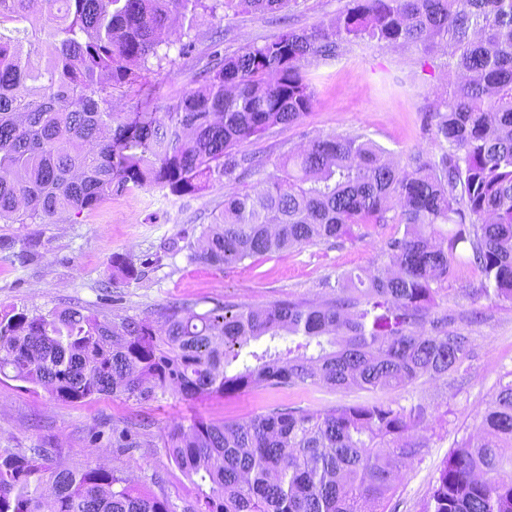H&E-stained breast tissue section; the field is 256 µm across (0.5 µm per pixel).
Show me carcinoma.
<instances>
[{
	"mask_svg": "<svg viewBox=\"0 0 512 512\" xmlns=\"http://www.w3.org/2000/svg\"><path fill=\"white\" fill-rule=\"evenodd\" d=\"M0 10V222L50 224L132 188L185 196L253 173L240 150L300 123L314 93L309 59L357 39L444 46L463 82L426 105L440 155L401 166L363 135H325L288 152L258 192L224 195L219 220L188 258L241 264L396 224L378 273L342 272L322 304L174 303L154 320L101 319L75 305L31 315L0 310V375L54 399L148 402L257 388H405L467 371L472 337L435 311L458 265L478 269L473 297L512 304V0H348L328 24L289 28L237 55L213 51L203 82L162 112L146 94L112 111L115 90H145L167 57L173 20L233 9L276 14L293 0H33ZM112 269L138 271L124 257ZM288 342L282 347V342ZM477 433L460 439L418 512H512V372ZM425 409L398 403L327 411L276 407L230 421L165 428L163 448L197 489L180 510L93 458L55 467L44 444L0 449V512H386L394 479L427 448Z\"/></svg>",
	"mask_w": 512,
	"mask_h": 512,
	"instance_id": "carcinoma-1",
	"label": "carcinoma"
}]
</instances>
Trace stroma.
I'll return each instance as SVG.
<instances>
[{"mask_svg": "<svg viewBox=\"0 0 512 512\" xmlns=\"http://www.w3.org/2000/svg\"><path fill=\"white\" fill-rule=\"evenodd\" d=\"M346 4L347 0H298L280 17L229 10L202 16L192 26L176 23L177 45L153 64L149 75L154 105L171 103L194 88L213 49L227 57L235 55L245 46L274 39L286 25L308 28L329 21ZM303 72L314 91L309 114L297 125L274 128L244 144V151L263 164L262 171L244 183H217L192 197L134 189L53 224L0 223V309L44 314L76 304L113 320L155 318L175 302L192 304L199 311L218 302L268 306L288 297L320 303L328 300V285L337 273L382 266L381 247L396 232L393 224L356 227L346 237L291 249L286 259L275 253L219 268L188 258L190 244L219 217L225 192L261 190L281 154L316 137L363 134L400 164L418 153L435 155L424 128L426 99L452 89L459 80L440 48L386 47L367 39L351 43L339 57L309 60ZM32 241L37 244L34 259L19 262L21 249ZM116 255L134 261L138 279L112 278ZM478 280L473 268L456 267L447 293L436 297L438 310L454 314L456 328L474 338L465 376L372 392L310 386L249 390L194 402L167 394L148 402L102 397L80 404L50 399L41 388L0 376V448L42 442L53 449L52 464L61 467L93 455L100 464L121 469L182 506L193 501L196 488L162 446L161 432L172 422L234 420L280 405L323 411L368 402L421 404L428 417L419 433L428 446L420 460L399 471L387 507V512H415L450 449L475 432L479 414L500 379L512 371V304L471 298L467 290ZM474 308L482 311L481 322L467 321ZM133 418L145 419L148 428L136 437L135 447H116L114 433Z\"/></svg>", "mask_w": 512, "mask_h": 512, "instance_id": "stroma-1", "label": "stroma"}]
</instances>
